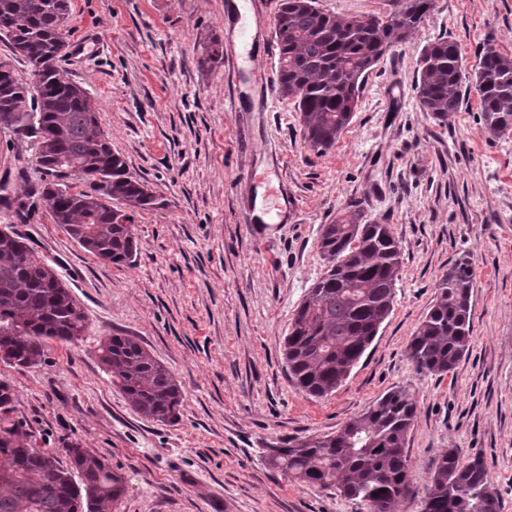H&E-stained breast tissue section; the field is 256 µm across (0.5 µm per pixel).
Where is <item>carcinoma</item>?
<instances>
[{
  "label": "carcinoma",
  "instance_id": "cac0c4a2",
  "mask_svg": "<svg viewBox=\"0 0 512 512\" xmlns=\"http://www.w3.org/2000/svg\"><path fill=\"white\" fill-rule=\"evenodd\" d=\"M433 0H396L395 10L367 21L325 13L317 0H281L273 39L279 53V93L295 100L305 139L328 151L349 124L362 79L391 48L408 40ZM69 0H0V41L26 64L42 60L41 78L17 76L0 59V127L34 140L41 182L26 195L0 200L27 224L47 203L54 223L96 258L120 266L137 252L136 213L155 205L145 181L130 174L102 129L88 92L67 80L60 63L70 54ZM471 75L483 134L512 133V55L491 40L478 48ZM460 45L441 37L421 50L415 90L422 111L440 125L460 109L466 77ZM78 171L86 189L65 179ZM354 211L322 225L319 249L326 271L297 307L284 339L288 373L305 394H332L350 376L391 314L401 270V242L389 224H361ZM470 258L455 259L436 284L435 297L406 347L420 375L453 372L473 342ZM87 316L53 266L36 256L27 238L0 230V354L16 367L45 361L50 341L72 344ZM98 359L113 386L146 419L178 420L181 384L135 336L112 334ZM412 393L393 387L361 415L321 438L285 441L269 449L268 463L287 478L336 489L368 512H501L499 494L479 457L463 460L446 448L431 461L429 483L413 486L404 448L417 415ZM10 386L0 383V512H109L125 491L124 476L76 444L65 448L70 466L24 442L13 418Z\"/></svg>",
  "mask_w": 512,
  "mask_h": 512
}]
</instances>
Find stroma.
<instances>
[{
  "instance_id": "1",
  "label": "stroma",
  "mask_w": 512,
  "mask_h": 512,
  "mask_svg": "<svg viewBox=\"0 0 512 512\" xmlns=\"http://www.w3.org/2000/svg\"><path fill=\"white\" fill-rule=\"evenodd\" d=\"M280 0H70L71 54L61 67L85 88L153 208L135 218L138 253L116 266L88 253L39 206L16 228L83 306L75 345L50 342L44 363L0 361L13 388L20 434L35 448L76 441L126 480L112 512H367L335 491L285 479L266 461L279 439L323 437L393 387L418 406L405 451L414 484L445 448L481 457L502 512H512V134L490 141L463 81L447 124L422 112L414 90L421 50L457 41L466 69L484 40L512 55V0H434L406 43L363 79L350 123L321 153L304 139L294 103L261 97L276 78L273 23ZM255 38L239 88L225 77L241 25ZM223 57L198 60L212 42ZM25 133L0 129V181L24 194L41 175ZM258 172L250 180L249 172ZM282 188L285 223H245ZM348 210L392 225L403 263L394 308L348 379L314 398L283 359L297 307L325 271L322 225ZM475 272L473 344L455 372L417 375L407 344L450 263ZM137 337L181 383L177 422L142 418L112 386L100 337Z\"/></svg>"
}]
</instances>
